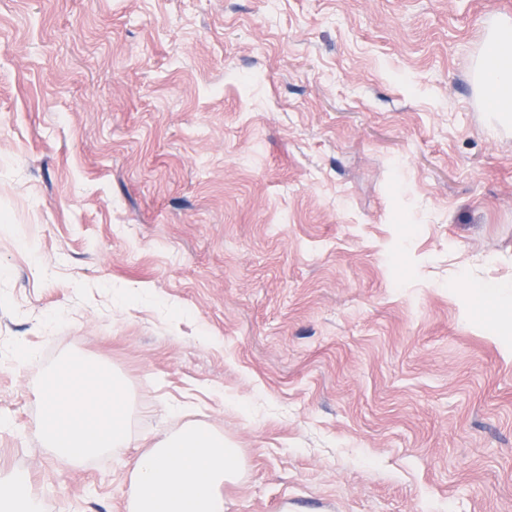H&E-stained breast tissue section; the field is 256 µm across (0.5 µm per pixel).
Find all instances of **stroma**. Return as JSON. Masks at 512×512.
Instances as JSON below:
<instances>
[{"label": "stroma", "instance_id": "obj_1", "mask_svg": "<svg viewBox=\"0 0 512 512\" xmlns=\"http://www.w3.org/2000/svg\"><path fill=\"white\" fill-rule=\"evenodd\" d=\"M492 19L512 0H0V472L40 512H121L191 423L244 462L224 512H512ZM68 359L122 376L130 447L47 448Z\"/></svg>", "mask_w": 512, "mask_h": 512}]
</instances>
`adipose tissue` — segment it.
<instances>
[{"instance_id": "1", "label": "adipose tissue", "mask_w": 512, "mask_h": 512, "mask_svg": "<svg viewBox=\"0 0 512 512\" xmlns=\"http://www.w3.org/2000/svg\"><path fill=\"white\" fill-rule=\"evenodd\" d=\"M474 78L501 121L512 120V25L489 21L486 48ZM45 442L79 463L128 447L129 407L117 375L79 359L63 362L42 394ZM242 464L223 435L190 425L156 440L134 462L132 505L137 512H224V484L238 480Z\"/></svg>"}]
</instances>
